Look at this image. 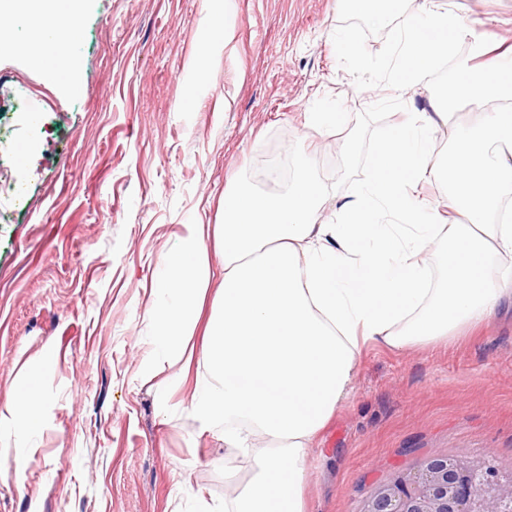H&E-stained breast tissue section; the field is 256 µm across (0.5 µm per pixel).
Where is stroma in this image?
<instances>
[{
    "mask_svg": "<svg viewBox=\"0 0 512 512\" xmlns=\"http://www.w3.org/2000/svg\"><path fill=\"white\" fill-rule=\"evenodd\" d=\"M484 41L512 43V0H446ZM339 0H79L69 70L0 49V397L39 373L41 426L0 431V512H200L250 476L189 406L193 379L150 368L153 290L190 224L224 194H283L287 164L325 191L320 224L368 178L373 149L427 84L400 99L357 89L332 35ZM340 112V128L313 123ZM512 467V311L455 337L365 344L352 389L307 450L305 512H360L431 455Z\"/></svg>",
    "mask_w": 512,
    "mask_h": 512,
    "instance_id": "1",
    "label": "stroma"
}]
</instances>
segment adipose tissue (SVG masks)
<instances>
[{"label":"adipose tissue","instance_id":"1","mask_svg":"<svg viewBox=\"0 0 512 512\" xmlns=\"http://www.w3.org/2000/svg\"><path fill=\"white\" fill-rule=\"evenodd\" d=\"M69 22L40 38L34 58L48 80L67 69L78 28L77 0H51ZM459 100L494 103L467 128L451 121ZM433 117L409 114L382 138L371 177L320 224L321 186L300 170L282 195L240 188L224 195L223 223L190 225L162 262L154 290L149 358L186 359L202 331L189 405L224 446L251 463L247 484L206 512H304L306 450L348 395L363 345L401 348L474 326L512 304V273L491 279V258L512 256V67L469 69ZM455 141L433 159L432 118ZM447 186L448 206L465 216L430 220L411 191L425 175ZM446 277L431 283V261ZM41 425L38 384L0 400V426Z\"/></svg>","mask_w":512,"mask_h":512}]
</instances>
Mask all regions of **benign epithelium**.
<instances>
[{"instance_id": "1", "label": "benign epithelium", "mask_w": 512, "mask_h": 512, "mask_svg": "<svg viewBox=\"0 0 512 512\" xmlns=\"http://www.w3.org/2000/svg\"><path fill=\"white\" fill-rule=\"evenodd\" d=\"M362 512H512V470L433 455L379 487Z\"/></svg>"}]
</instances>
